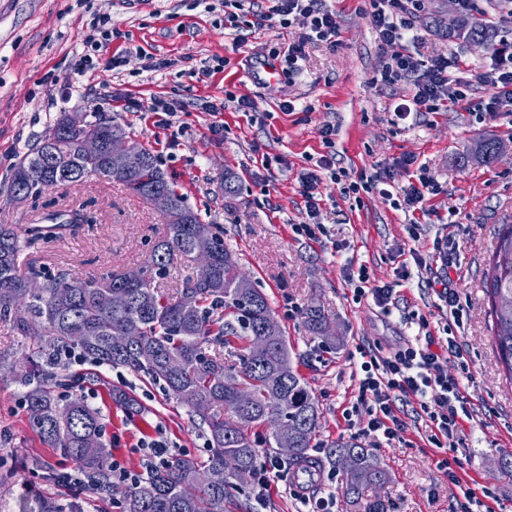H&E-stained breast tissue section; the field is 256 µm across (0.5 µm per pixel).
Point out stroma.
<instances>
[{
    "label": "stroma",
    "instance_id": "obj_1",
    "mask_svg": "<svg viewBox=\"0 0 512 512\" xmlns=\"http://www.w3.org/2000/svg\"><path fill=\"white\" fill-rule=\"evenodd\" d=\"M338 16L335 47L307 49L301 73L283 71V57L297 40L300 24L266 25L233 31L223 10L205 11L198 0H0V224L23 227L42 214L75 209L88 218L66 238L42 243L24 255L25 265L67 269L81 277L118 273L147 260L164 231V216L152 203L122 185L93 176L85 182L42 193L38 202L11 203L5 189L19 156L48 132L61 113H86L100 107L103 118L125 128L138 146L158 159L177 191L205 223L221 234L240 264L266 294L299 371L322 412L317 445L355 438L367 417L345 419L357 392L361 357L358 346L385 350L415 339L416 318L426 315L436 345H443L446 315L438 307L440 285H448L465 309L464 325L454 334L470 364L465 388L471 417L453 451L456 480L436 465L440 449L427 441L424 420L408 418L402 439H364L390 480L378 490L388 512H455L466 489L495 488L497 497L474 512H512V472L491 466L492 457L512 453V382L497 359L482 288L499 225L512 224V110L482 111L487 93L478 74L491 62V49L437 34L435 23L458 12L457 0H423L412 17L420 58L447 49L459 59L458 76L470 84L467 100L445 112H414L398 120L394 109L410 97L408 85L383 88L372 82L382 61L364 0H328ZM104 14L125 32L95 54V71L80 75L72 53L94 13ZM121 67H113L115 54ZM167 61L160 72L145 70L147 57ZM223 58L224 69L202 78L205 63ZM255 63L274 60L276 78H258ZM174 99L185 110L175 129L143 120L151 97ZM257 102L261 116L250 120L236 111L233 98ZM293 101V112L279 108ZM218 107L211 116L210 107ZM223 123L211 134L212 122ZM336 128L337 160L352 175L387 170L395 188L412 182L426 167L439 192L426 210L408 216L377 195L351 207L339 185L324 181L318 221L327 237L294 236L293 225L307 223L298 176L310 159L326 149L320 130ZM500 140L494 163L475 161L479 139ZM414 165H405V158ZM271 168H264L263 160ZM233 175L236 196L224 194V177ZM418 221L417 239L404 226ZM450 241L455 263L445 270L434 244ZM407 266L410 276L396 272ZM366 267L372 281L394 283L395 303L383 313L372 298L353 303L346 281L349 269ZM330 318L342 342L327 345L303 324L307 307ZM137 402L129 412L113 402L112 387ZM61 399L83 396L98 409L103 441L113 458L132 471H144L142 441L159 439L169 455L205 461L207 438L188 407L148 378L91 362L69 366L56 389ZM24 389L13 372L0 370V512H22L36 500L55 502L61 512H123L124 493L59 481L74 463L47 447L31 426L23 406ZM233 494L242 512H306L289 479L272 483L258 500L252 480Z\"/></svg>",
    "mask_w": 512,
    "mask_h": 512
}]
</instances>
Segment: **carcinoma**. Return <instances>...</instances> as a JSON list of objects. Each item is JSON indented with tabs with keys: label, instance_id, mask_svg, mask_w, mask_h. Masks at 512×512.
I'll list each match as a JSON object with an SVG mask.
<instances>
[{
	"label": "carcinoma",
	"instance_id": "obj_1",
	"mask_svg": "<svg viewBox=\"0 0 512 512\" xmlns=\"http://www.w3.org/2000/svg\"><path fill=\"white\" fill-rule=\"evenodd\" d=\"M468 42L489 44L493 31L475 21L461 34ZM82 129L65 130L62 115L39 143L13 165L12 174L25 170L23 182L28 196L38 195L45 186L73 184L90 175L106 176L103 160L79 154L77 141L84 135L104 140L125 130L100 117L86 113ZM499 143L481 139L475 151L483 162L498 157ZM130 193L148 201L152 193L165 191L176 212L165 216V232L155 245L151 265L137 283L129 284L123 274L78 278L66 269L54 273L30 267L20 269L22 253L41 241L62 237L71 223L53 224L63 216L53 212L18 230L0 224V319L12 323L21 335H28L31 322L44 325L43 341L36 357L29 360L19 378L24 387V408L30 424L45 444L58 448L78 463L87 479L99 489L110 487L98 410L80 396L61 402L51 381L64 368L61 356L76 351L99 366L126 367L163 383L205 427L211 454L204 462L179 455L150 470L148 478L130 490L124 512H235L238 505L229 489L256 468L259 450L250 429L269 427L268 447L280 445L274 431L279 420L296 431L287 457L292 468L311 456L316 445L321 412L311 387L299 374L295 354L288 348L281 328L266 334L264 324L272 315L263 291L251 285L243 290L241 280H251L242 271L237 255L224 245V238L202 222L197 212L177 192L147 149L132 173L120 181ZM202 246L211 248V264L197 270L182 290L167 296L155 288L177 256H191ZM43 287H29L32 277ZM121 288L127 305L118 310L101 306L100 296ZM483 288L489 301L488 317L500 363L512 382V224L500 225L497 241L485 274ZM187 292L195 296L192 307L184 306ZM304 325L311 335L327 344L336 337L327 335L331 325L321 309L311 306L304 312ZM262 339L267 349L256 354L254 341ZM218 346L237 357L224 361ZM350 455L353 467L346 473L345 494L354 512H387L380 498H364L365 489L388 480L373 452L355 441L338 440L325 447L321 461L341 467V458ZM224 473V484L214 487L208 476Z\"/></svg>",
	"mask_w": 512,
	"mask_h": 512
}]
</instances>
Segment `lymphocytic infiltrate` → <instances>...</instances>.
I'll list each match as a JSON object with an SVG mask.
<instances>
[{
  "instance_id": "1",
  "label": "lymphocytic infiltrate",
  "mask_w": 512,
  "mask_h": 512,
  "mask_svg": "<svg viewBox=\"0 0 512 512\" xmlns=\"http://www.w3.org/2000/svg\"><path fill=\"white\" fill-rule=\"evenodd\" d=\"M366 14L375 29L386 54L378 70L377 84L392 86L409 84L412 103L418 112H444L449 105L463 100L454 73L459 63L456 55L440 53L426 60L417 59L411 45L417 37L410 17L418 0H368ZM224 23L240 28L245 21L261 26L267 22L287 28L301 21L303 31L288 48L284 63L289 72H296L305 57V47L312 42L334 44L339 33L337 15L326 0H224ZM122 31L113 28L110 18L97 16L89 24L83 49L73 57V67L79 72L93 69L92 54L102 44L121 39ZM480 82L489 91L487 111L503 105L512 106V41L498 47L490 65L479 75ZM341 184L345 197L360 200L366 193L378 194L392 206L405 212L422 210L427 196L437 194L438 186L426 168H418L416 180L401 191H393L390 178L381 171L351 178L346 168L337 166L334 155L321 156L315 165L302 169L299 175L300 194L309 217L308 223L293 225L295 235L316 240L325 235L319 224L323 180ZM422 340L407 342L388 352L362 351L358 378V392L351 406L352 412H366L369 419L362 429L372 439L393 440L407 429L399 403L413 396L419 402L422 414L429 423L428 442L436 448L452 449L460 433L461 423L469 415L465 383L471 380L469 365H462L461 374L448 376L443 368L448 357H461L455 338H447L442 351H433L434 340L429 334L427 316L417 318Z\"/></svg>"
}]
</instances>
